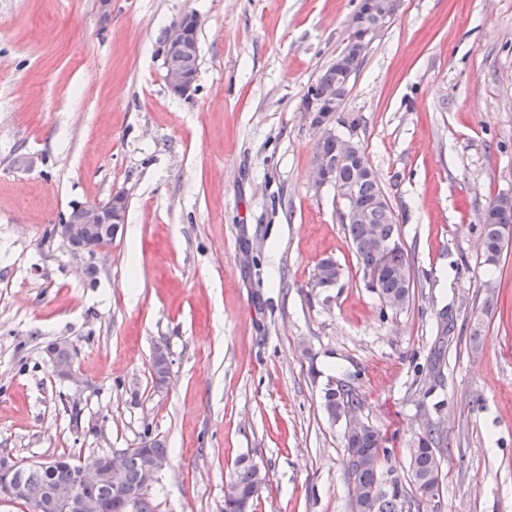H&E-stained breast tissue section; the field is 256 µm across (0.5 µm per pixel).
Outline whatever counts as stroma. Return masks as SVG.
<instances>
[{"mask_svg": "<svg viewBox=\"0 0 512 512\" xmlns=\"http://www.w3.org/2000/svg\"><path fill=\"white\" fill-rule=\"evenodd\" d=\"M358 2L0 0V455L88 467L147 429L170 450L153 512H224L242 458L268 473L250 512H351L323 389L356 372L360 418L395 448L383 471L410 479L422 417L448 432L424 512H512V246L489 267L479 236L512 195V0H402L350 81L411 257L397 313L365 288L334 190L309 181L302 100ZM187 12L199 80L180 97L158 50ZM119 192L127 222L92 282L52 228ZM325 258L343 277L323 297ZM444 309V381L424 399L414 367ZM53 342L77 381L53 374ZM341 278L342 269L336 261L332 259H324L317 264L309 287L316 288V285L323 290H326L327 288H336V285L339 283Z\"/></svg>", "mask_w": 512, "mask_h": 512, "instance_id": "35a3bbf8", "label": "stroma"}]
</instances>
